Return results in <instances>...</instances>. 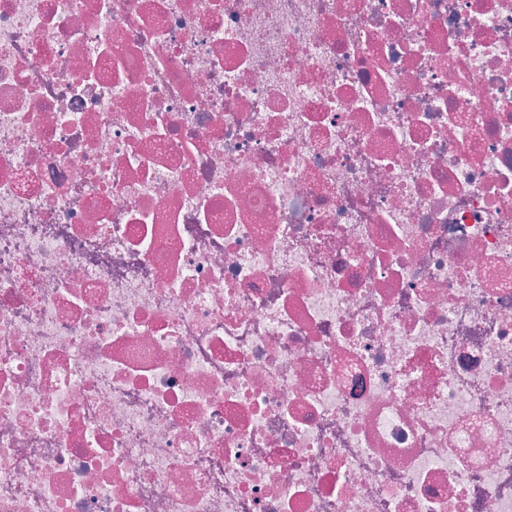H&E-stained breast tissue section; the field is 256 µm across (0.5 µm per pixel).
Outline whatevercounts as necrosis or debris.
<instances>
[{"mask_svg":"<svg viewBox=\"0 0 512 512\" xmlns=\"http://www.w3.org/2000/svg\"><path fill=\"white\" fill-rule=\"evenodd\" d=\"M0 512H512V0H0Z\"/></svg>","mask_w":512,"mask_h":512,"instance_id":"necrosis-or-debris-1","label":"necrosis or debris"}]
</instances>
